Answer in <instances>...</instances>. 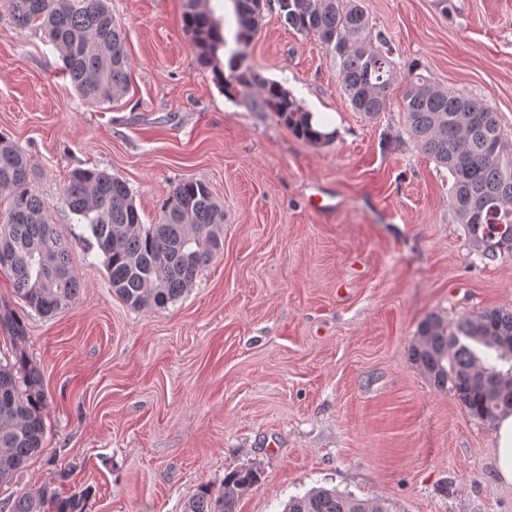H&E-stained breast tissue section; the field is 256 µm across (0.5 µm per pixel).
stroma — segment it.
I'll return each mask as SVG.
<instances>
[{
    "label": "stroma",
    "instance_id": "obj_1",
    "mask_svg": "<svg viewBox=\"0 0 512 512\" xmlns=\"http://www.w3.org/2000/svg\"><path fill=\"white\" fill-rule=\"evenodd\" d=\"M391 41L395 80L369 120L336 60L284 25L275 0L251 67L336 137L298 139L274 113L224 96L184 27L188 0H108L130 61L126 93L80 97L42 31L0 18V133L56 202L74 170L125 180L153 223L181 179L224 207V248L164 309L131 308L67 210L53 220L82 275L44 316L0 273L43 373L44 452L20 487L91 488L86 512H184L198 488L253 468L238 512H283L317 487L397 512H512L494 422L471 417L408 360L430 313L454 323L512 309V254L474 250L448 205L452 178L409 138L407 69L481 99L512 139V0H361ZM73 468L68 484L57 473Z\"/></svg>",
    "mask_w": 512,
    "mask_h": 512
}]
</instances>
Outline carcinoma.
Returning <instances> with one entry per match:
<instances>
[{
    "label": "carcinoma",
    "mask_w": 512,
    "mask_h": 512,
    "mask_svg": "<svg viewBox=\"0 0 512 512\" xmlns=\"http://www.w3.org/2000/svg\"><path fill=\"white\" fill-rule=\"evenodd\" d=\"M284 24L312 35L336 58L352 107L379 118L394 82L387 37L373 33L359 0H276ZM236 30L222 62V20L189 0L184 26L198 63L212 70L225 96L242 95L252 107L274 113L300 139L321 144L334 138L311 127V112L280 82L248 63L247 49L259 30L262 0H233ZM17 26L38 25L61 53L66 75L84 100L110 102L128 84L125 36L107 0H0V17ZM408 67L401 107L410 139L448 170L449 205L466 226L475 251L485 258L512 252V143L492 107L449 91ZM258 95L250 96L251 89ZM0 271L15 296L50 316L68 307L82 284L69 258L70 243L57 230L51 206L31 187L26 153L0 135ZM60 205L83 226L81 237L97 247L115 294L134 309L164 308L194 283L198 271L223 248L224 207L202 181L183 179L171 190L152 224L141 221L133 193L121 178L98 169H78L62 190ZM0 329L11 351L0 358V487L15 484L28 462L43 453L46 426L40 409L43 376L31 365L19 315L0 311ZM411 364L438 389H450L473 417L493 420L512 411V310L486 309L448 323L431 313L418 325L408 349ZM253 469L224 477L218 489L203 486L185 512H237L240 496L258 482ZM85 489L65 495L42 486L0 500V512H84ZM284 512H394L386 500H361L319 487L289 499Z\"/></svg>",
    "instance_id": "carcinoma-1"
}]
</instances>
